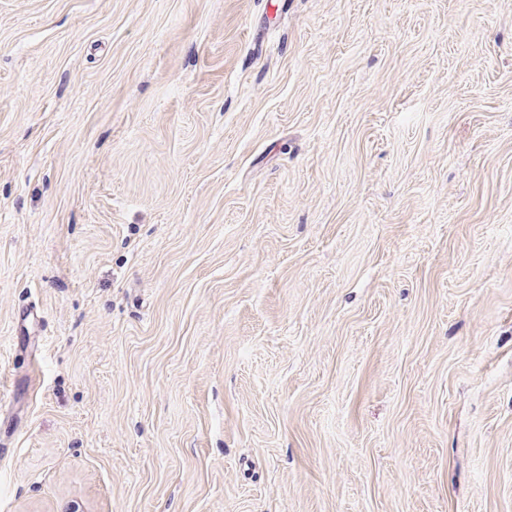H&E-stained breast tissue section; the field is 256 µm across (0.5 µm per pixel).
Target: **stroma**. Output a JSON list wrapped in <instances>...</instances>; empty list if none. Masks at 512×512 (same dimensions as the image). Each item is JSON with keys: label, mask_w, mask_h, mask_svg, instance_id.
I'll return each mask as SVG.
<instances>
[{"label": "stroma", "mask_w": 512, "mask_h": 512, "mask_svg": "<svg viewBox=\"0 0 512 512\" xmlns=\"http://www.w3.org/2000/svg\"><path fill=\"white\" fill-rule=\"evenodd\" d=\"M0 512H512V0H0Z\"/></svg>", "instance_id": "1"}]
</instances>
